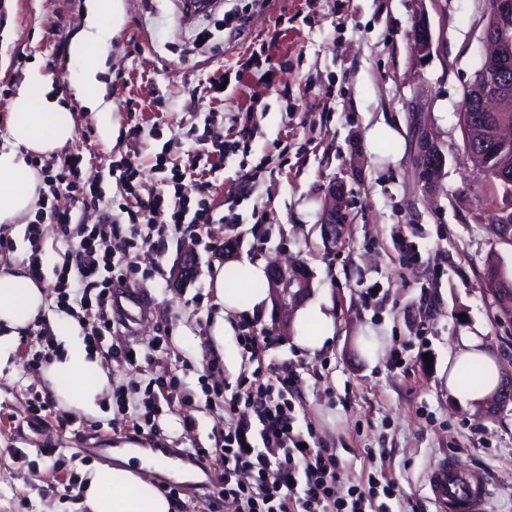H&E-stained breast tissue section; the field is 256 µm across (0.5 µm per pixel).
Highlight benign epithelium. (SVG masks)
<instances>
[{"mask_svg":"<svg viewBox=\"0 0 512 512\" xmlns=\"http://www.w3.org/2000/svg\"><path fill=\"white\" fill-rule=\"evenodd\" d=\"M416 36L414 57L422 62L430 55L432 33L422 7L416 9ZM483 39L490 46V54L478 72L473 85L465 92L463 102L477 99L479 111L490 115L512 112V0H491L485 17ZM472 135L483 140V146L470 152L481 169L488 170L493 146L512 142V122L502 120L490 128L486 118L478 117L472 126ZM415 151L420 170V182L431 191L445 166V157L429 137L422 135L415 142ZM333 203L329 204L320 228L326 241L336 240V217L342 204L341 191L332 190ZM198 260L194 252H183L173 270V281L186 284L196 278ZM268 280L275 304L281 311L288 310V296L301 297L309 288L310 273L302 261L296 259L287 266L272 264Z\"/></svg>","mask_w":512,"mask_h":512,"instance_id":"7a95c632","label":"benign epithelium"}]
</instances>
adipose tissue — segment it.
I'll return each instance as SVG.
<instances>
[{
  "instance_id": "1",
  "label": "adipose tissue",
  "mask_w": 512,
  "mask_h": 512,
  "mask_svg": "<svg viewBox=\"0 0 512 512\" xmlns=\"http://www.w3.org/2000/svg\"><path fill=\"white\" fill-rule=\"evenodd\" d=\"M87 28L76 35L70 55L80 67L79 91L90 111L106 113L96 76L107 56L121 21V0H89ZM48 79L32 71L14 97L8 137L0 145V225L12 224L29 214L38 199L41 180L27 166L25 153L50 155L74 136L70 113L59 97L51 95ZM266 263L247 259L215 266L213 285L222 315L251 316L269 303ZM45 310V290L29 270L13 267L0 271V369L14 351L20 331ZM295 342L308 351L319 349L334 334L332 315L315 304L296 311ZM46 377L55 398L64 406L87 415L96 414L109 377L96 354L68 344L49 364ZM501 383L497 359L480 336L462 334L448 357L449 392L464 404L485 402ZM88 512H177V503L136 466L99 463L84 486Z\"/></svg>"
}]
</instances>
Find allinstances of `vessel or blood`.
Listing matches in <instances>:
<instances>
[{"instance_id":"1","label":"vessel or blood","mask_w":512,"mask_h":512,"mask_svg":"<svg viewBox=\"0 0 512 512\" xmlns=\"http://www.w3.org/2000/svg\"><path fill=\"white\" fill-rule=\"evenodd\" d=\"M426 486L437 512H488L491 490L485 473L460 470L451 456L441 457L428 469Z\"/></svg>"}]
</instances>
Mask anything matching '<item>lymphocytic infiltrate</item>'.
I'll use <instances>...</instances> for the list:
<instances>
[{
	"instance_id": "1",
	"label": "lymphocytic infiltrate",
	"mask_w": 512,
	"mask_h": 512,
	"mask_svg": "<svg viewBox=\"0 0 512 512\" xmlns=\"http://www.w3.org/2000/svg\"><path fill=\"white\" fill-rule=\"evenodd\" d=\"M30 164L49 188L48 194L38 198L39 215L59 224L71 244L56 270L55 302L79 308L81 322L91 328L90 347L100 346L112 333L115 282L110 239L114 230L127 228L132 240L145 242L155 231L151 215L156 211L170 209L175 225L207 226L214 222L212 210L204 200L192 201L178 192L165 197L156 186L140 180V165L132 158L118 177L126 195L135 202L127 220L108 210L97 223L84 224L75 221L71 206L60 204L64 198L75 201L103 194L100 184L84 182L83 156L69 154L55 169L38 156L32 157ZM175 391V386L164 383L147 389L139 418L131 423L134 434L156 441L155 418L162 411V402L171 401ZM228 407L233 418L222 444L211 450L192 448L188 454L196 460L218 456L223 466L221 492L235 502V512H391L385 500L394 495L395 483L382 474H368L366 483L353 486L346 497H336L340 460L335 449L303 447L295 427V408L273 383L253 382L244 397H232ZM244 472L253 474L252 484L239 483L238 476Z\"/></svg>"
}]
</instances>
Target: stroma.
<instances>
[{"instance_id":"obj_1","label":"stroma","mask_w":512,"mask_h":512,"mask_svg":"<svg viewBox=\"0 0 512 512\" xmlns=\"http://www.w3.org/2000/svg\"><path fill=\"white\" fill-rule=\"evenodd\" d=\"M124 22L98 76L113 109L90 112L77 95L79 67L70 43L84 28L87 0H0V138L10 104L32 69L49 76L76 127L65 152H82L85 175L105 194L77 205L96 223L120 203L112 175L129 155L130 131L142 126V154L162 153L184 166L192 140L208 120L237 141V154L216 161L203 192L216 231L232 229L238 258L304 260L311 274L306 301L331 307L336 331L316 352L293 341L287 316L274 307L250 317L218 319L210 283L219 257L204 229H171L137 254L139 290L148 316L135 327L114 322L116 351L100 353L112 386L139 397L149 381L179 378L172 414L160 421L161 450L171 463L154 473L181 512H227L217 497L222 465L191 461L185 448H211L228 422L215 393L243 392L251 381L293 379L289 398L301 435L336 449L343 463L337 495L382 472L399 486L393 512H433L426 473L449 455L490 480V512H512V402L498 412L465 405L446 386L448 355L461 331L482 332L512 381V321L504 319L484 281L498 264L512 279V240L500 239L492 215L512 201L467 158L459 112L482 67L487 0H424L432 32L428 61L416 62L410 34L413 0H226L221 10L184 21L178 0H121ZM225 78L223 102L211 81ZM437 142L446 163L434 193L414 166L418 129ZM249 184H242L243 174ZM342 182L343 231L326 245L319 225L333 182ZM420 256L405 259L399 236ZM194 250L195 280L172 287L183 250ZM374 333L376 359L359 353L360 335ZM35 327L20 337L0 370V512H86L80 486L96 463L129 443L113 427L116 409L104 396L86 416L55 402L45 367L35 359ZM162 350L148 347L154 337ZM258 339L248 352L243 339ZM134 349L139 369L124 352ZM217 360L218 369L205 364ZM51 401L35 414L33 398ZM194 428L183 426L184 419Z\"/></svg>"}]
</instances>
